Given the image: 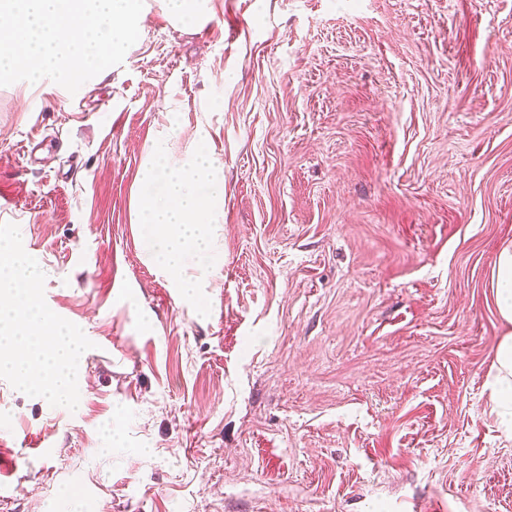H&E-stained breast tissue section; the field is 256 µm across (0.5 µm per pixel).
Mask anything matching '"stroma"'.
<instances>
[{
	"label": "stroma",
	"mask_w": 512,
	"mask_h": 512,
	"mask_svg": "<svg viewBox=\"0 0 512 512\" xmlns=\"http://www.w3.org/2000/svg\"><path fill=\"white\" fill-rule=\"evenodd\" d=\"M224 160L200 316L146 262V143ZM93 343L76 410L0 378V512H512V0H152L121 65L0 87V223ZM198 0H159L160 6L167 16L184 25H192L202 16L197 12ZM496 304L501 319L512 324V244L505 245L496 262ZM485 388L489 391L491 412L496 416L498 428L512 438V333L506 334L497 346Z\"/></svg>",
	"instance_id": "35a3bbf8"
}]
</instances>
